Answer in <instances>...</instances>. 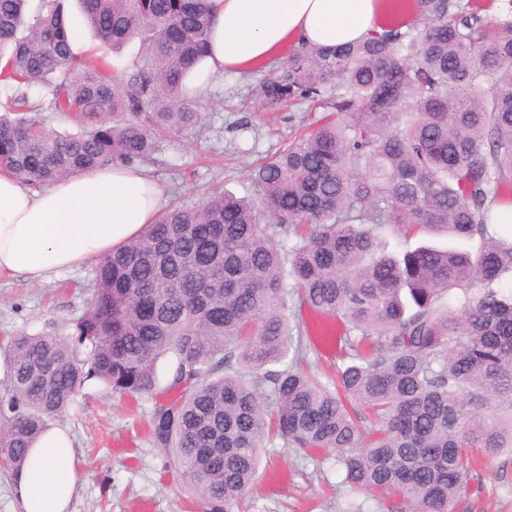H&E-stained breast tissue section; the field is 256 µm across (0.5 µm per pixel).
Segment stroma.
<instances>
[{"label":"stroma","mask_w":512,"mask_h":512,"mask_svg":"<svg viewBox=\"0 0 512 512\" xmlns=\"http://www.w3.org/2000/svg\"><path fill=\"white\" fill-rule=\"evenodd\" d=\"M270 73L265 67L214 78L202 92L196 130L168 137L145 162L165 190V206L194 204L212 190L257 198L252 170L329 114L327 105L305 100L263 111L253 91ZM95 270L89 264L37 284L0 283V341L20 332H69L87 309ZM323 325V318L303 317L311 346L306 366L319 379L334 375L341 363L336 335ZM152 405L151 398L134 400L92 383L59 417L77 451L79 479L69 512H200L148 442L144 423ZM477 472L454 512H512V452L481 456ZM352 499L334 454L312 459L279 443L263 452L258 478L234 512H344Z\"/></svg>","instance_id":"stroma-1"}]
</instances>
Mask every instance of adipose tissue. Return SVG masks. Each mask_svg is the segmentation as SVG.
<instances>
[{"label":"adipose tissue","mask_w":512,"mask_h":512,"mask_svg":"<svg viewBox=\"0 0 512 512\" xmlns=\"http://www.w3.org/2000/svg\"><path fill=\"white\" fill-rule=\"evenodd\" d=\"M209 54L191 88L242 73L302 44L360 40L408 15L399 0H210ZM160 185L139 166L80 172L34 190L0 173V282L38 283L62 269L104 258L138 238L158 217ZM21 512H67L78 482L75 443L50 426L14 474Z\"/></svg>","instance_id":"1"}]
</instances>
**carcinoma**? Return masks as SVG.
Wrapping results in <instances>:
<instances>
[{"label": "carcinoma", "mask_w": 512, "mask_h": 512, "mask_svg": "<svg viewBox=\"0 0 512 512\" xmlns=\"http://www.w3.org/2000/svg\"><path fill=\"white\" fill-rule=\"evenodd\" d=\"M28 2L0 0V78L49 87L79 131L10 98L0 171L40 188L137 165L196 127L185 87L208 52L207 0H79L102 47L142 43L126 84L106 58H77L62 0L32 17ZM417 4L413 20L356 44L294 50L260 83L265 111L309 99L337 114L255 171L262 206L214 192L163 211L100 262L73 332L10 337L3 468L19 469L91 381L154 399L150 442L203 512H233L277 439L335 451L351 491L394 497L400 512H453L473 454L512 447V234L492 213L512 204V21L488 34L469 0ZM385 228L483 246L393 254ZM290 300L343 324L336 380L302 371ZM162 359L172 398H158Z\"/></svg>", "instance_id": "1"}]
</instances>
